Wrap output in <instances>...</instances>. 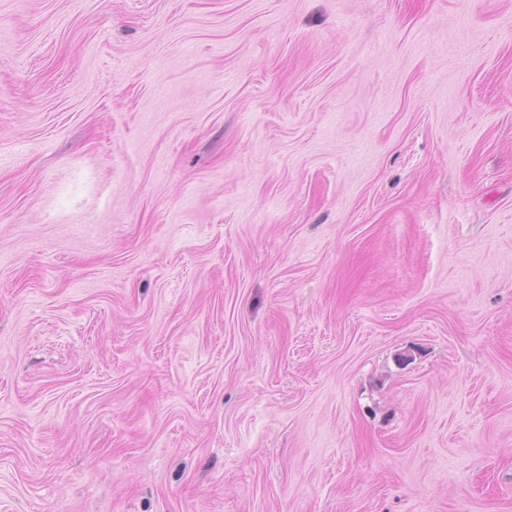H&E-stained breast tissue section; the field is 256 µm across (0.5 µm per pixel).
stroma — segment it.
<instances>
[{
    "mask_svg": "<svg viewBox=\"0 0 512 512\" xmlns=\"http://www.w3.org/2000/svg\"><path fill=\"white\" fill-rule=\"evenodd\" d=\"M0 512H512V0H0Z\"/></svg>",
    "mask_w": 512,
    "mask_h": 512,
    "instance_id": "obj_1",
    "label": "stroma"
}]
</instances>
